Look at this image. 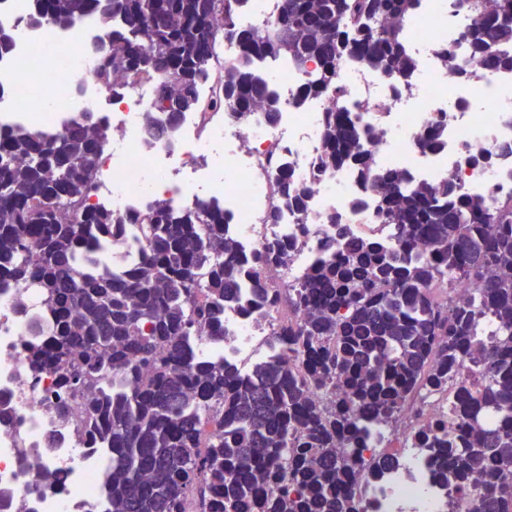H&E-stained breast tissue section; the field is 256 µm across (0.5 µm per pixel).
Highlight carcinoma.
<instances>
[{
	"label": "carcinoma",
	"mask_w": 512,
	"mask_h": 512,
	"mask_svg": "<svg viewBox=\"0 0 512 512\" xmlns=\"http://www.w3.org/2000/svg\"><path fill=\"white\" fill-rule=\"evenodd\" d=\"M32 20L74 23L94 13L110 47L100 78L117 94L110 73L135 81L147 71L167 76L159 112L201 108L199 86L211 76L217 40L238 44L245 58L315 64L304 95L345 93L337 65L345 56L407 77L415 67L404 37L418 0H279L274 31L238 24L244 0H32ZM476 19L464 39L489 71L512 70V0H462ZM223 16L217 27V16ZM276 99L238 65L224 71L214 106L243 118ZM107 127L73 122L49 138L39 125L0 127V278L34 285L54 329L28 348L37 369L57 376V413L70 399L86 410V428L108 449L112 512H362L343 490L358 470L376 426L390 423L408 393L448 386V363L480 351V388L453 406L458 436L448 441L440 476L470 488L480 510L512 512V200L495 206L456 186L408 185L400 167L370 173L379 211L402 233L403 249L386 251L346 237L310 267L288 299L302 311L288 351L245 379L222 359L193 361L196 336L224 335V300L243 277L238 246L224 236V210L179 211L157 199L137 216L149 246L129 266L109 267L112 228L124 217L88 204ZM324 164L368 155L350 121L326 122ZM425 247L436 262L422 264ZM39 253L31 263L26 254ZM453 271L471 282L475 304L434 302L429 283ZM207 298L198 299L200 291ZM498 329L481 338V317ZM437 343L436 358L430 346ZM304 364L296 374L292 360ZM125 392L112 397V374ZM332 388L321 401L311 390ZM492 411L499 431L483 427ZM218 427L198 454L201 422ZM65 482L36 473L35 488Z\"/></svg>",
	"instance_id": "obj_1"
}]
</instances>
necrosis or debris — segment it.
I'll list each match as a JSON object with an SVG mask.
<instances>
[{"instance_id":"necrosis-or-debris-1","label":"necrosis or debris","mask_w":512,"mask_h":512,"mask_svg":"<svg viewBox=\"0 0 512 512\" xmlns=\"http://www.w3.org/2000/svg\"><path fill=\"white\" fill-rule=\"evenodd\" d=\"M27 13L28 0H0V21L16 33L12 53L0 58V124L38 123L56 133L65 119L44 111L46 99L64 100L78 113L97 106L91 90L100 83L99 63L86 57L84 45L101 29L90 13L67 29L30 25ZM418 18L407 37L416 70L402 89L383 72L346 57L338 66L346 96L328 90L299 110H282L276 119L257 109L239 120L210 106L225 68L242 60L238 45L224 39L215 46L219 67L199 89L207 110L184 113L172 140L156 138L143 120L164 82L162 74L126 83L111 111L103 113L107 141L93 202L136 214L153 201V184H164V197L174 205L216 202L227 219L225 233L238 244L246 268L239 299L224 307L223 335L195 339V355L223 359L249 377L283 352L280 329L298 323L300 315L284 299L256 297L253 280L262 278L280 290L298 283L338 229L390 251L401 249L398 227L379 213L370 181L350 165L321 168L328 114L370 133L377 169L404 167L415 182L449 180L462 194L494 204L512 197V156L497 150L512 141V71H486L461 42L473 17L457 0H422ZM249 66L284 102L305 77L285 62L254 58ZM439 122L444 144L432 151L415 148ZM282 166L306 192L303 210L288 207L278 190L275 171ZM274 209L279 221L271 224L267 216ZM266 246L284 249V263L261 266L257 254ZM35 321H48L39 291L0 282V404L13 411L11 420L0 424V493L19 497L24 512H111L104 451L93 447L84 430L81 401L72 400L66 417H59L50 407L57 394L54 373L34 368L27 358ZM475 370L469 358L450 364L447 391L432 394L420 407L403 402L392 424L380 427L351 485L363 512H468L469 501L457 483L437 482L433 458L418 448L416 437L428 434L444 443L456 436L457 384L477 390ZM381 451L391 452L395 465L378 477L369 462ZM35 465L65 470L68 484L52 493L31 490L27 472Z\"/></svg>"}]
</instances>
